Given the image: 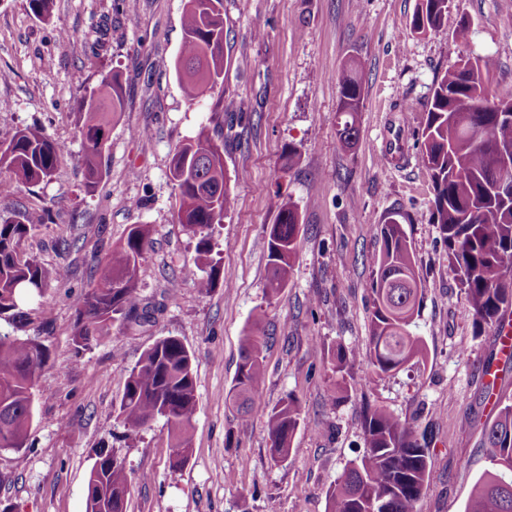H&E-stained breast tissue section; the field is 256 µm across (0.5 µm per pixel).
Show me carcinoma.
<instances>
[{"instance_id":"cac0c4a2","label":"carcinoma","mask_w":512,"mask_h":512,"mask_svg":"<svg viewBox=\"0 0 512 512\" xmlns=\"http://www.w3.org/2000/svg\"><path fill=\"white\" fill-rule=\"evenodd\" d=\"M451 0H423L412 19L418 32L438 29L448 17ZM224 0H186L184 37L175 72L184 97L194 104L224 77ZM491 63L462 59L436 78L420 138L424 165L431 172L433 210L448 247V272L467 294L477 327L500 331L512 306V200L488 194L491 178L512 180V171L498 168L501 150L512 147V119L498 105L512 103V95L489 97L485 87ZM340 99L337 134L345 146L358 136L362 81L351 64L338 74ZM122 86L118 75L105 76L97 92L80 101L86 187L101 173L103 149L112 113L121 111ZM62 147L41 126L18 130L0 142V173L9 181L37 185L56 174ZM179 191L178 221L198 237L193 264L185 273L202 271L201 289L215 285L218 261L208 230L223 222L231 194L224 174V143L202 132L177 148L170 168ZM44 215L25 211L0 217V318L26 316V308L62 277L23 256L25 240ZM382 250L370 284L373 309L365 356L374 371L396 373L425 357L423 340L412 331L419 316L422 284L402 224L392 218L380 228ZM299 236L296 209L281 201L276 223L268 232V280L274 294L283 288L293 267ZM151 242V228L134 224L125 241L99 265L97 278L83 294L73 327L78 351L107 335L112 323L130 317L137 300L136 272ZM47 355L41 344L0 334V450L27 447L34 421V392ZM332 371L346 382L348 356L341 346L332 352ZM265 378L263 342L244 337L241 361L226 399L254 401ZM496 416L482 424V443L494 471L476 483L465 512H512V401L495 400ZM196 411L193 355L175 336L158 340L129 371L118 417L132 430L157 417L170 426L172 447L191 454V429ZM299 401L289 395L267 414L270 453L288 457L300 425ZM363 455L350 463L328 494L329 512H421L432 461L415 428L380 408L364 412ZM128 474L118 451L100 452L87 479V512H125Z\"/></svg>"}]
</instances>
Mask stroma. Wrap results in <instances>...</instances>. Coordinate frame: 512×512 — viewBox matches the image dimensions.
I'll use <instances>...</instances> for the list:
<instances>
[{
	"label": "stroma",
	"mask_w": 512,
	"mask_h": 512,
	"mask_svg": "<svg viewBox=\"0 0 512 512\" xmlns=\"http://www.w3.org/2000/svg\"><path fill=\"white\" fill-rule=\"evenodd\" d=\"M421 0H224V79L189 104L175 74L185 0H55L49 18L26 0H0V141L41 124L63 148L56 176L0 190V215L46 212L25 256L60 268L23 328L0 333L37 340L47 362L34 396L26 449L0 452V512H86L89 471L118 449L130 479L127 512H327V493L365 450L362 403L413 421L432 468L422 512H464L492 465L479 425L494 419L482 366L498 353L492 328H476L467 295L448 275L446 247L432 224L430 173L413 135L421 131L436 76L459 58L490 60L487 89L512 94V0H453L448 20L419 34ZM468 24L467 42L456 40ZM70 31L93 47L75 55ZM363 77L359 135L337 134L338 73ZM118 74L123 107L112 116L101 176L85 186L77 100ZM148 137H139L140 129ZM224 141L232 204L211 242L221 258L216 286L183 275L196 255L177 214L169 166L200 131ZM292 165H284L287 148ZM300 233L293 270L266 293L268 231L280 199ZM400 213L423 284L415 332L423 360L375 375L361 356L336 388L331 352L361 349L370 334L373 259L380 227ZM153 227L137 268L141 324L118 321L76 351L73 324L98 262L131 225ZM176 296H169L171 280ZM267 338L262 395L241 413L225 402L255 315ZM178 337L194 355L192 454L173 467L170 429L158 418L129 430L117 417L129 370L156 341ZM301 405L287 460L269 453L266 414L282 398Z\"/></svg>",
	"instance_id": "obj_1"
}]
</instances>
